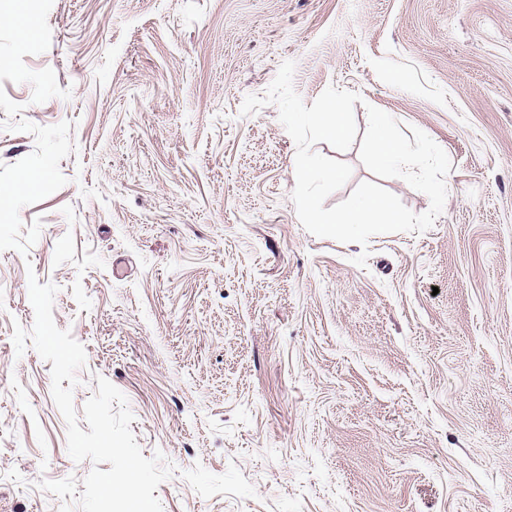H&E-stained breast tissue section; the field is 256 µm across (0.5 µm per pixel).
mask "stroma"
<instances>
[{
	"instance_id": "stroma-1",
	"label": "stroma",
	"mask_w": 512,
	"mask_h": 512,
	"mask_svg": "<svg viewBox=\"0 0 512 512\" xmlns=\"http://www.w3.org/2000/svg\"><path fill=\"white\" fill-rule=\"evenodd\" d=\"M448 155L421 234L309 233L280 65ZM334 206L374 179L358 146ZM369 251L367 267L354 259ZM106 378L163 512H512V0H0V512L83 480L28 278Z\"/></svg>"
}]
</instances>
